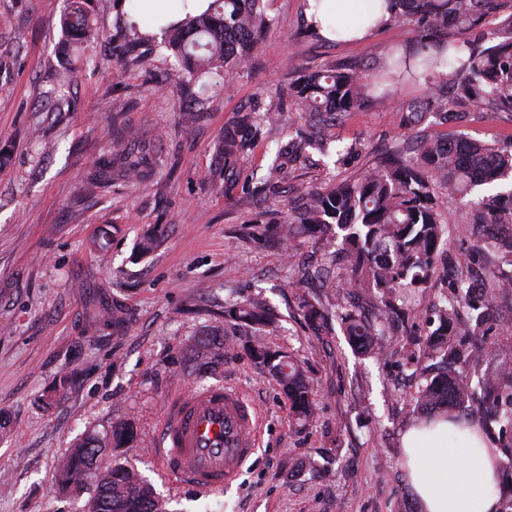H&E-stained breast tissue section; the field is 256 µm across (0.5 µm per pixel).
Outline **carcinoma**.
<instances>
[{
  "label": "carcinoma",
  "instance_id": "cac0c4a2",
  "mask_svg": "<svg viewBox=\"0 0 512 512\" xmlns=\"http://www.w3.org/2000/svg\"><path fill=\"white\" fill-rule=\"evenodd\" d=\"M398 6L395 18L413 22L421 34V48L408 54L379 51L388 78L427 80L438 68L448 67L446 78L434 83L426 97L399 104L407 124H419L428 113L446 120L450 112H484L491 106L512 112V12L503 11L501 0H398ZM490 14L499 15L501 30L509 34L493 47L469 49L461 41L448 39V27L462 37ZM59 24L67 48L95 36L87 0H68ZM268 26L263 0H211L203 12L187 11L180 20L161 24L159 29L183 68L186 86L197 87L190 94L199 106L205 104V93L217 84L216 77L224 69L245 63ZM118 29L132 53L149 41V34L135 21L124 20ZM372 80L370 71L358 69L334 68L305 76L289 85L287 99L275 108L237 116L224 128L215 152L224 165H233L291 104L307 116L313 129L306 142L327 155L336 121L343 113L367 105ZM407 152L404 147L380 158L358 179L332 182L321 190H298L301 204L288 216L283 234L293 238L336 232L348 274L333 292L338 304L346 289L355 288L374 296L382 313L395 311L411 289L426 287L437 261L453 264L446 249L447 221L436 207L437 190L443 188L449 197L463 200L475 187L491 188L512 175V142L422 140L415 156L408 158ZM112 153L123 161L124 177L139 180L149 175L144 169L146 159L123 141L113 146ZM499 199L495 194L471 200L465 217L453 219L455 224L479 225L478 247L492 248L494 258L480 291H473L467 282L452 283L459 289V301L468 308L465 324L457 323L453 304L425 312L430 330L419 353L437 360L438 371L426 378L419 391L416 410L422 418L437 410L462 409L480 399L486 404L487 423L512 422V364L496 359L487 342H476L487 335L486 310L493 289L512 285V276L504 271L512 267V204L504 206ZM302 309L314 325L325 320L320 302L304 297ZM226 312L253 330L248 355L277 382L294 418L310 421L314 400L303 367L261 340L275 322L266 304L250 298L229 304ZM342 324L344 334L363 353L380 352L382 321H371L354 308L344 314ZM223 350L224 337L216 333L198 336L190 346L194 357L209 363L221 360ZM471 368L481 373L477 389L472 386ZM135 438L128 421L115 422L101 434L85 435L61 461L59 485L72 493L91 492L87 512H167L165 500L122 461L123 449Z\"/></svg>",
  "mask_w": 512,
  "mask_h": 512
}]
</instances>
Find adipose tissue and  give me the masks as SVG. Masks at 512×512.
<instances>
[{
  "label": "adipose tissue",
  "mask_w": 512,
  "mask_h": 512,
  "mask_svg": "<svg viewBox=\"0 0 512 512\" xmlns=\"http://www.w3.org/2000/svg\"><path fill=\"white\" fill-rule=\"evenodd\" d=\"M322 37L360 42L386 26V0H321L308 8ZM406 476L420 512H498L497 445L477 424L446 415L407 428L401 438Z\"/></svg>",
  "instance_id": "adipose-tissue-1"
}]
</instances>
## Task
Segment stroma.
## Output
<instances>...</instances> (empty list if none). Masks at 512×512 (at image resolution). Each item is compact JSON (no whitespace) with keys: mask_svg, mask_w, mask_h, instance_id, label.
Wrapping results in <instances>:
<instances>
[{"mask_svg":"<svg viewBox=\"0 0 512 512\" xmlns=\"http://www.w3.org/2000/svg\"><path fill=\"white\" fill-rule=\"evenodd\" d=\"M305 3L265 0L271 24L258 50L225 70L186 124L187 99L161 35L143 65L123 63L113 34L126 0H89L97 35L67 56L59 51L66 0H0V512H83L87 495L59 492L58 462L83 434L118 420L137 427L124 460L170 497L171 512H418L400 446L414 423L408 361L426 338L422 308L449 294L455 271L484 264L471 248L472 227L449 225L454 269L439 266L410 293L407 320L392 321L377 357L349 344L339 318L320 331L306 323L300 296L321 290L292 287L293 269L320 265L336 245L287 239L281 227L298 187L358 177L405 139L511 141L512 114L448 123L430 116L408 127L400 103L423 98L430 84L389 82L367 107L342 115L333 155L307 146L271 172L299 120L288 107L225 169L214 145L239 112L266 111L304 74L362 68L374 64L376 48L420 45L403 21L357 45L322 40ZM65 65L73 80L61 88L54 74ZM118 138L158 158L151 178L92 179ZM155 226L162 245L140 255V238ZM246 298L274 310L278 326L264 340L304 366L312 421L293 418L267 369L247 354L250 330L226 318L227 300ZM208 332L224 336V359L202 368L190 343ZM221 380L266 415L257 458L227 492L176 488L151 452L164 408L180 391ZM54 388L55 405L43 408Z\"/></svg>","mask_w":512,"mask_h":512,"instance_id":"stroma-1","label":"stroma"}]
</instances>
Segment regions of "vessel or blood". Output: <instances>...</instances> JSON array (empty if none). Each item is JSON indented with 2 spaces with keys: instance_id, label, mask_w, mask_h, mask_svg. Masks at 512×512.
Returning a JSON list of instances; mask_svg holds the SVG:
<instances>
[{
  "instance_id": "b4317fda",
  "label": "vessel or blood",
  "mask_w": 512,
  "mask_h": 512,
  "mask_svg": "<svg viewBox=\"0 0 512 512\" xmlns=\"http://www.w3.org/2000/svg\"><path fill=\"white\" fill-rule=\"evenodd\" d=\"M262 417L239 391L212 383L178 393L166 407L154 453L183 488L220 493L257 453Z\"/></svg>"
}]
</instances>
